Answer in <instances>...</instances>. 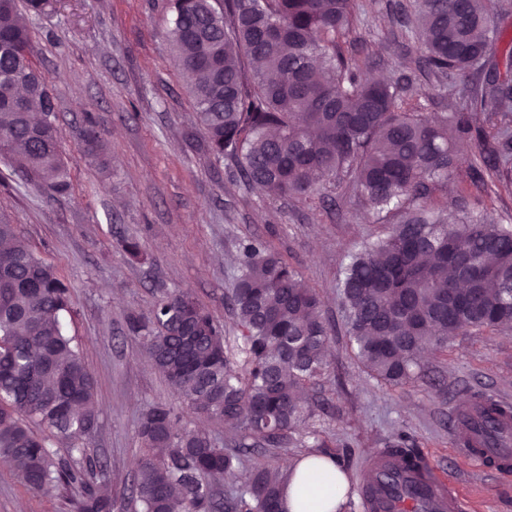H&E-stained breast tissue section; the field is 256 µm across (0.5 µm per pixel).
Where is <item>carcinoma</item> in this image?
I'll return each mask as SVG.
<instances>
[{
    "label": "carcinoma",
    "instance_id": "obj_1",
    "mask_svg": "<svg viewBox=\"0 0 512 512\" xmlns=\"http://www.w3.org/2000/svg\"><path fill=\"white\" fill-rule=\"evenodd\" d=\"M494 0H415L395 16L423 47L422 69L465 87L467 111L429 117L396 82L369 80L368 56L351 47L354 0H171L168 36L189 86L206 147L235 162L240 180L304 201L348 180L376 214L395 213L386 236L365 243L338 290L347 334L361 362L397 385L431 341L473 328H512V225L469 209L459 181L455 215L435 196L456 179L448 125L481 147L471 178L512 186V22ZM50 0H0V155L36 184L65 195L70 184L46 78L20 95L38 70L20 10L40 15ZM484 123L474 126L471 113ZM85 150L103 151L92 120ZM239 328L230 353L222 326L189 294L165 293L151 316L128 319L156 368L197 416L233 425L242 438L279 446L314 415L303 397L325 368L331 329L300 274L261 238L240 245L228 296ZM70 286L38 258L16 226L0 219V456L37 491L76 489L75 512H113L110 480L97 471L96 383L63 317ZM156 402L136 436L147 449L138 470L142 512H215L212 479L237 457L209 434L178 427ZM41 426L38 434L30 424ZM58 443L60 450L53 447ZM390 453L419 460L408 437ZM292 471L259 466L224 512H276Z\"/></svg>",
    "mask_w": 512,
    "mask_h": 512
}]
</instances>
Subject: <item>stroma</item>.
Instances as JSON below:
<instances>
[{
    "label": "stroma",
    "mask_w": 512,
    "mask_h": 512,
    "mask_svg": "<svg viewBox=\"0 0 512 512\" xmlns=\"http://www.w3.org/2000/svg\"><path fill=\"white\" fill-rule=\"evenodd\" d=\"M352 38L372 57L374 76L412 78L408 91L424 113L462 107L459 83L421 72L422 47L394 18L411 0H358ZM168 0H55L51 11L25 14L31 58L54 89L56 126L71 189L58 196L35 187L0 159V216L54 266L71 287L66 331L96 380L94 445L119 492L114 512H138L132 492L145 455L135 429L150 404L181 401L128 330L149 317L163 293L184 291L238 335L227 303L240 242L259 237L320 296L333 331L327 365L309 383L315 415L289 445L243 448L231 427L204 429L240 463L220 483L225 496L244 491L259 464L289 469L326 443L349 482L342 512H366L363 465L406 434L418 456L468 502V512H512V479L482 469L458 449L449 415L476 395L512 403V329H471L428 345L408 381L379 380L358 360L345 333L337 284L346 255L385 234L394 216L356 205L350 190L300 203L245 185L234 162L192 147L198 132L188 78L166 37ZM108 152L101 167L82 150L87 118ZM139 239L142 260L121 240ZM0 512H73L69 494L28 488L0 463Z\"/></svg>",
    "instance_id": "stroma-1"
}]
</instances>
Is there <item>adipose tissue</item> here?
Listing matches in <instances>:
<instances>
[{
    "label": "adipose tissue",
    "mask_w": 512,
    "mask_h": 512,
    "mask_svg": "<svg viewBox=\"0 0 512 512\" xmlns=\"http://www.w3.org/2000/svg\"><path fill=\"white\" fill-rule=\"evenodd\" d=\"M311 492H303L299 483H292L285 495V512H339L345 500L346 482L340 467L324 461L323 469L313 475Z\"/></svg>",
    "instance_id": "1"
}]
</instances>
